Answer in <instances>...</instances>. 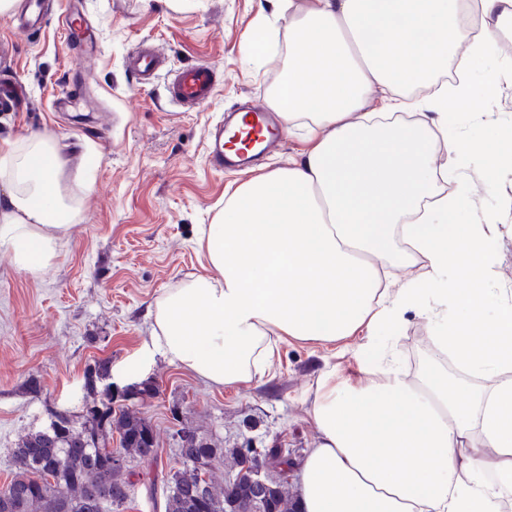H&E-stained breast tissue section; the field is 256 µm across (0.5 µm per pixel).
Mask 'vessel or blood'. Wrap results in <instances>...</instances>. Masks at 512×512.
Masks as SVG:
<instances>
[{"mask_svg": "<svg viewBox=\"0 0 512 512\" xmlns=\"http://www.w3.org/2000/svg\"><path fill=\"white\" fill-rule=\"evenodd\" d=\"M43 22L40 0H29L27 8L18 18L16 29L27 33L38 28ZM128 68L139 81H150L163 68L161 58L153 47L146 43L136 46L128 59ZM217 75L206 63L197 62L184 66L171 74L166 86L168 100L181 107L201 106L209 102L216 92ZM241 110L244 114V137L241 144H234L228 124H220L209 134L208 161L211 168H244L253 160L248 150L255 144L274 146L276 137L271 134L273 115L264 107L245 104Z\"/></svg>", "mask_w": 512, "mask_h": 512, "instance_id": "1", "label": "vessel or blood"}]
</instances>
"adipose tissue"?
Returning a JSON list of instances; mask_svg holds the SVG:
<instances>
[{
  "label": "adipose tissue",
  "instance_id": "1",
  "mask_svg": "<svg viewBox=\"0 0 512 512\" xmlns=\"http://www.w3.org/2000/svg\"><path fill=\"white\" fill-rule=\"evenodd\" d=\"M289 13L288 65L268 99L283 131L309 130L291 166L225 192L198 244L212 268L156 305L146 353L218 385L263 373L270 335L333 342L395 329L416 311L434 347L419 380L397 368L326 386L311 418L301 512H500L512 499V296L489 308L488 241L501 218L459 223L475 189L512 173V156L449 138L451 194L436 186L447 106L468 107L467 81L441 84L459 49L495 57L512 32V0H269ZM432 85L433 123L363 116L366 97ZM65 161L45 136L0 143V251L43 273L80 216L62 190ZM415 268L397 287L386 264ZM448 356L456 373L440 363ZM492 376V387L469 384Z\"/></svg>",
  "mask_w": 512,
  "mask_h": 512
}]
</instances>
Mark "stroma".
Masks as SVG:
<instances>
[{
    "instance_id": "obj_1",
    "label": "stroma",
    "mask_w": 512,
    "mask_h": 512,
    "mask_svg": "<svg viewBox=\"0 0 512 512\" xmlns=\"http://www.w3.org/2000/svg\"><path fill=\"white\" fill-rule=\"evenodd\" d=\"M91 21L96 52L81 78L72 69L76 51L61 19L70 7ZM260 0H50L44 26L17 34L11 16H0V44L13 46L5 60L22 84L30 108L0 112V141L49 136L67 159L65 190L80 202L78 223L58 245L48 271L18 270L0 251V485L16 472L12 450L28 432L45 426L52 409L83 422L86 404L100 394L84 389L87 368L112 363L116 389L150 383L154 396L117 399L116 407L151 423L158 466L135 481L127 512H164L163 471L176 467L177 435L191 428L224 448L254 443L286 448L298 467L288 477L297 491L299 467L318 433L309 411L322 377L355 383L392 361L414 376L430 356L425 322L415 313L397 331L374 341L357 333L333 343L272 337L270 370L251 382L216 385L164 356L145 355L157 302L207 266L196 239L224 204L228 186L247 174L216 172L207 162L208 131L224 114L249 100L266 104L288 63L292 20L282 15L279 38L258 62L245 52L259 20ZM156 45L167 68L142 86L127 69L137 43ZM197 61L212 63L219 84L212 100L194 111L168 105V71ZM500 83L486 93V62L470 63L469 108L454 111L450 135L512 150V62L499 56ZM303 127L253 163L255 173L290 165L308 148ZM512 176L493 193L477 191L467 224L487 211L501 212L502 234L491 243L498 278L494 299L512 290ZM37 390H30V381Z\"/></svg>"
}]
</instances>
